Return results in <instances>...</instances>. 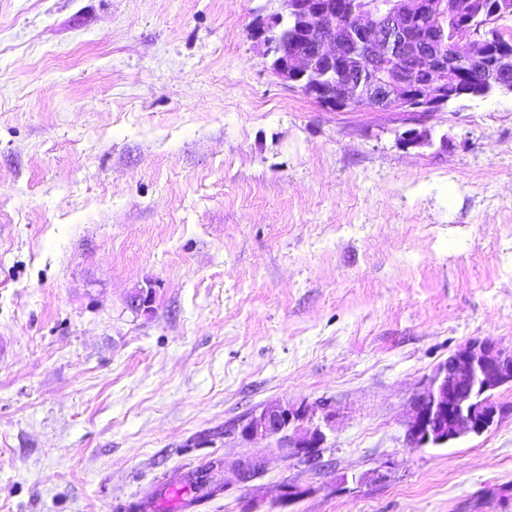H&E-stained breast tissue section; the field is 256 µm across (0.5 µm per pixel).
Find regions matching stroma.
Returning a JSON list of instances; mask_svg holds the SVG:
<instances>
[{
    "label": "stroma",
    "mask_w": 512,
    "mask_h": 512,
    "mask_svg": "<svg viewBox=\"0 0 512 512\" xmlns=\"http://www.w3.org/2000/svg\"><path fill=\"white\" fill-rule=\"evenodd\" d=\"M282 10L0 0V512H173L208 461L191 512H512V414L405 444L439 363L512 348V96L402 148L408 114L276 75ZM272 404L321 466L234 434Z\"/></svg>",
    "instance_id": "35a3bbf8"
}]
</instances>
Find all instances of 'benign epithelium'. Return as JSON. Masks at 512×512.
Returning <instances> with one entry per match:
<instances>
[{
    "label": "benign epithelium",
    "instance_id": "7a95c632",
    "mask_svg": "<svg viewBox=\"0 0 512 512\" xmlns=\"http://www.w3.org/2000/svg\"><path fill=\"white\" fill-rule=\"evenodd\" d=\"M284 11L260 31L275 73L304 95L336 110L355 99L392 112H441L454 101L489 94L474 88V77L496 68L495 92L512 95V47L496 34L498 19L512 11L509 0H467L480 25L457 28L445 53L438 37L415 28L423 18L440 20L459 12L456 0H281ZM422 74L425 80L416 81ZM401 144H430L427 130H408ZM512 384V350L488 341L462 345L440 363L412 400L405 441L410 449L437 447L469 433L482 434L508 408L494 392ZM309 417L305 406L268 405L248 416L234 432L250 439L277 437L288 457L317 466L325 447L321 426L288 434L290 425ZM266 460L252 454L239 463L238 477L249 481Z\"/></svg>",
    "mask_w": 512,
    "mask_h": 512
}]
</instances>
